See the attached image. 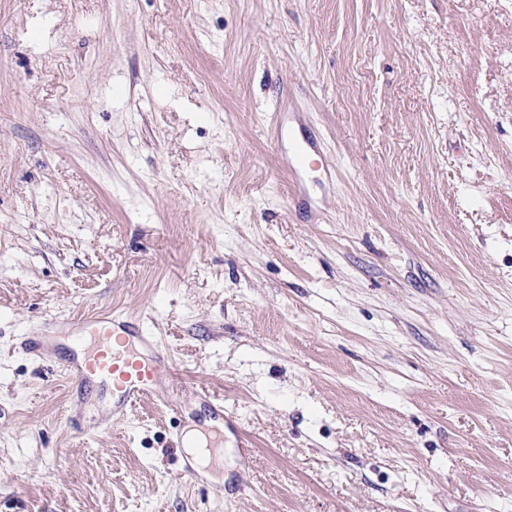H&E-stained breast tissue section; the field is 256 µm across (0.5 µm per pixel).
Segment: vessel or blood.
<instances>
[{"instance_id":"1","label":"vessel or blood","mask_w":512,"mask_h":512,"mask_svg":"<svg viewBox=\"0 0 512 512\" xmlns=\"http://www.w3.org/2000/svg\"><path fill=\"white\" fill-rule=\"evenodd\" d=\"M71 334L75 353L68 372L80 385L96 380L111 386V415H124L137 400L151 394L165 360L142 357L139 346L147 338L135 322L95 313L74 322Z\"/></svg>"}]
</instances>
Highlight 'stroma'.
I'll return each mask as SVG.
<instances>
[{"instance_id": "obj_1", "label": "stroma", "mask_w": 512, "mask_h": 512, "mask_svg": "<svg viewBox=\"0 0 512 512\" xmlns=\"http://www.w3.org/2000/svg\"><path fill=\"white\" fill-rule=\"evenodd\" d=\"M0 512H512V0H0ZM75 353L68 372L78 385L97 380L112 384V416L126 413L137 400L152 394L160 379L164 357L147 360L136 344H148L139 325L112 317V313H95L74 322L71 327Z\"/></svg>"}]
</instances>
